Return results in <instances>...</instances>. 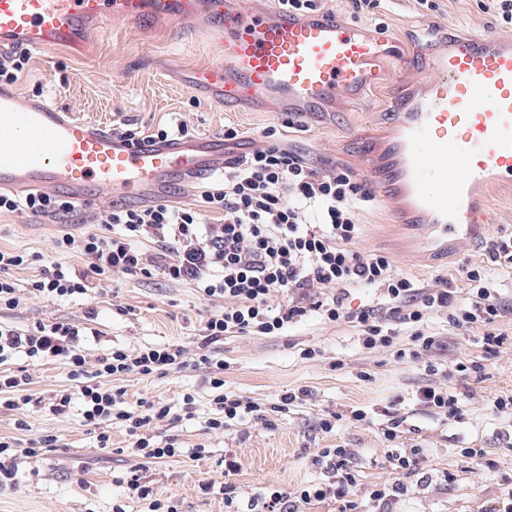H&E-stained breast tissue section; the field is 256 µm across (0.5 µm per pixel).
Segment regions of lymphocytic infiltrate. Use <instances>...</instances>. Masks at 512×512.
Listing matches in <instances>:
<instances>
[{
    "instance_id": "obj_1",
    "label": "lymphocytic infiltrate",
    "mask_w": 512,
    "mask_h": 512,
    "mask_svg": "<svg viewBox=\"0 0 512 512\" xmlns=\"http://www.w3.org/2000/svg\"><path fill=\"white\" fill-rule=\"evenodd\" d=\"M201 199L199 209L166 203L115 208L103 219L112 226L111 234L63 236L57 246L81 256L85 264L81 272L54 262L41 266L35 278L22 286L8 272L32 264L33 256L0 249V310L16 309L30 294L51 298L87 294L94 277L105 274L157 272L175 282L192 279L207 297L223 299L222 310L202 329L205 347L228 336H276L311 312L331 322L357 324L359 341L368 350L392 346L398 334H405L407 343L397 349V358L424 364L433 374L438 367L430 354L438 339L424 327L432 313L447 312L449 323L459 330L483 327L486 353L500 352L506 344L505 335L492 328L501 311V293L490 269H512V235L491 242L486 264L463 265L457 276L419 287L397 272L389 256L355 251L361 234L359 211L375 201L366 182L335 165L315 168L271 130L261 145L225 157L221 185L207 187ZM78 210L74 201L52 193H0V214L57 218ZM207 211L223 213V223H204ZM140 238L154 240L170 253V261L158 262L155 251L135 247ZM461 285L469 291V303L457 301ZM352 287L375 289V303L348 308L346 294ZM276 293L285 301L273 307L269 300ZM93 334V329L63 322L27 329L0 324V364L18 357L59 363L76 384L75 391L33 399L25 393L29 375L0 374V409L17 410L33 403L60 415L77 401L84 425L97 429L100 445H107L108 429L119 421L133 436L131 449L139 459L150 462L182 455L175 439L160 440L150 432L170 420L172 409L167 403L142 399L136 406L126 405L123 391L104 387L101 380L130 373L149 376L183 365L186 347L170 344L134 353L116 348L95 356L90 352ZM213 366L210 429L226 432L249 418L266 422L297 401L296 394L288 392L270 410H262L249 398L226 393L224 363L217 360ZM415 399L446 420L466 413L464 395L441 385L421 388ZM354 457V449L341 445L322 449L311 462L325 465L331 480L289 491L267 489L247 498L251 512H296L299 503L329 497L336 499L339 512H372L406 494L399 482L358 493L360 474L353 466Z\"/></svg>"
}]
</instances>
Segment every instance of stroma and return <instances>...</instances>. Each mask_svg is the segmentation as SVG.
<instances>
[{
    "label": "stroma",
    "mask_w": 512,
    "mask_h": 512,
    "mask_svg": "<svg viewBox=\"0 0 512 512\" xmlns=\"http://www.w3.org/2000/svg\"><path fill=\"white\" fill-rule=\"evenodd\" d=\"M437 8L425 18L430 34L417 33L423 16L415 0H377L374 14L353 12L349 0H326L327 12L337 20L364 25L401 42L400 60H385L383 84L358 104H339L330 119L291 118L284 112H257L247 106L229 108L193 92L187 80L197 68L223 58L220 44L207 31L188 24L158 21L143 24L112 19L95 31L81 47L30 50L25 76L15 88L23 96L54 103L77 119L109 129L133 124L151 134L164 123L187 121L193 135H223L233 128L242 143L256 146L269 129H277L284 143L319 168L340 164L363 175L366 160L361 144L384 141L393 134L392 102L418 79L428 76L426 60L448 35L499 33L501 28L483 9L482 0H435ZM77 224H57L48 217L23 213L0 215V248L39 255L43 263L62 262L82 269L79 256L60 252L57 240L66 234H107L105 225L93 223V213L81 211ZM489 236L468 240L459 252H437L418 247V231L403 224L388 203L375 204L359 213L362 232L357 251L388 254L401 274L428 287L457 272L462 263L483 264L490 238L512 232V198L493 194ZM131 315H121V308ZM222 303L204 296L193 281L172 282L161 274L149 277L115 275L98 281L88 294L69 299L30 296L15 310L0 312V323L25 328L35 323L69 322L100 333L92 342L93 354L114 348L136 351L146 346L181 343L189 350L185 365L162 374H130L105 379L108 387L122 389L127 405L142 398L170 403L173 421L157 426L159 436L171 435L183 455L150 463L142 474L157 499L177 512H225L224 483L232 481L244 495L273 486L293 489L323 482L322 468L311 462L322 449L343 445L356 451L362 485L402 480L406 495L381 505L379 512H493L512 487V421L493 415L488 400L512 390V348L488 356L482 348V329L456 330L446 314L428 321L440 348L435 360L438 375L423 366L395 357L394 348L367 350L359 343L355 324L333 323L311 313L278 336H229L217 344L223 359L224 388L263 405L278 402L282 393L304 389L313 400L291 406L276 416L273 425L254 421L228 433L208 428L211 398L210 370L200 364L199 334ZM315 348L314 358L300 352ZM484 362L481 374L453 372L457 361ZM27 371L29 393L44 397L71 388L64 366L38 364L20 358L0 366V371ZM441 382L467 394L468 411L458 421L443 420L417 405L421 387ZM196 398L193 417L182 414L184 394ZM397 405L405 422L404 448L422 452V470L401 475L388 461L390 444L383 436L384 410ZM364 408L370 420L363 425L340 423L323 432V414ZM27 430L15 429V414L0 411V436L18 443L51 435L55 447L41 455L17 454L14 485L0 488V512H148L147 502L133 497L125 479L137 464L129 446L132 439L122 425L109 430L111 446L100 449L94 431L84 426L79 408L54 415L26 406ZM200 456H193V449ZM466 448L485 451L488 471L470 473ZM234 453L240 469L225 477V453Z\"/></svg>",
    "instance_id": "obj_1"
}]
</instances>
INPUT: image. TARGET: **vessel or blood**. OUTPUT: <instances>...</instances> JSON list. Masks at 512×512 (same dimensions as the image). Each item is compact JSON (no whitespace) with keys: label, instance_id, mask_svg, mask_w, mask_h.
<instances>
[{"label":"vessel or blood","instance_id":"b4317fda","mask_svg":"<svg viewBox=\"0 0 512 512\" xmlns=\"http://www.w3.org/2000/svg\"><path fill=\"white\" fill-rule=\"evenodd\" d=\"M192 22L215 33L223 62L191 89L224 106L318 117L358 103L383 81L398 43L324 14L260 13L243 0H0V52L87 41L109 19ZM434 76L392 103L395 132L367 142V173L381 200L445 247L489 224L488 197L512 186V39L448 37ZM224 169V141L175 138L128 144L62 107L0 87V192L59 193L84 208L175 199Z\"/></svg>","mask_w":512,"mask_h":512}]
</instances>
